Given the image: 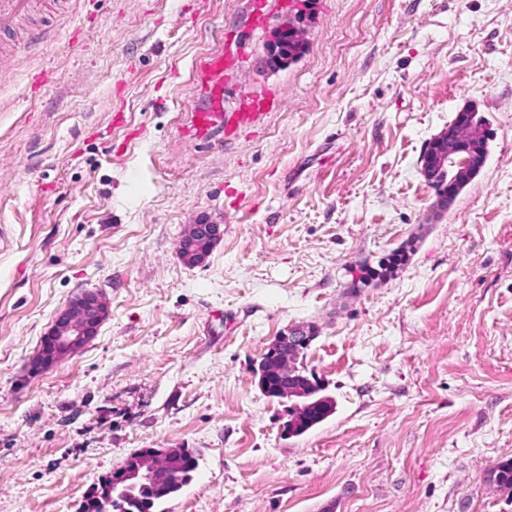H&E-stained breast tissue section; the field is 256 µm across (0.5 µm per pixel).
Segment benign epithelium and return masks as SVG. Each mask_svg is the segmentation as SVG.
I'll return each mask as SVG.
<instances>
[{"label": "benign epithelium", "mask_w": 512, "mask_h": 512, "mask_svg": "<svg viewBox=\"0 0 512 512\" xmlns=\"http://www.w3.org/2000/svg\"><path fill=\"white\" fill-rule=\"evenodd\" d=\"M306 46L304 28L298 20L290 18L270 35L263 65L269 70H277L298 58ZM486 138L488 134L479 126L476 108L465 106L458 111L452 125L427 143L421 160L425 180L430 182L443 173L451 172L448 189L438 196L441 205L451 203L482 171L486 156L476 146ZM222 236L223 225L202 217L183 235L179 256L184 261L190 258L193 263L201 264L209 251L197 247L199 239H205L213 246ZM107 315V304L97 291H86L71 299L52 322L41 350V361L52 362L87 345L97 336ZM313 335L309 328H293L271 343L269 350L276 356L279 375L297 372L295 362ZM170 470L169 452L151 448L138 457L137 465L131 469L123 467L120 474L121 479L131 481L135 486L149 487L156 484L160 473Z\"/></svg>", "instance_id": "1"}]
</instances>
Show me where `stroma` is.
<instances>
[{
	"label": "stroma",
	"instance_id": "obj_1",
	"mask_svg": "<svg viewBox=\"0 0 512 512\" xmlns=\"http://www.w3.org/2000/svg\"><path fill=\"white\" fill-rule=\"evenodd\" d=\"M30 2L0 33V512H78L145 448L199 456L165 512H512V0ZM294 16L305 54L262 68ZM469 102L488 161L439 210L421 154ZM86 289L97 336L33 369ZM295 326L336 403L300 436L254 375ZM224 80V60L223 58L216 59L209 65L205 66L202 72V90L208 93L212 100L213 105L208 112H199L200 120L203 124H208L218 117L216 113H220L221 107L218 99V91L222 86ZM222 224H217L207 217H202L195 224H191L183 235L179 245V256L182 260L191 258L193 264L203 263L209 254L211 246L215 245L223 236ZM209 241L208 249L204 250L197 247L199 239ZM205 240H200V244L207 246Z\"/></svg>",
	"mask_w": 512,
	"mask_h": 512
}]
</instances>
